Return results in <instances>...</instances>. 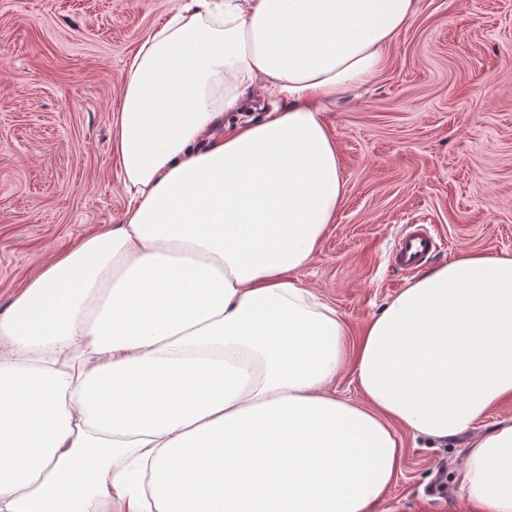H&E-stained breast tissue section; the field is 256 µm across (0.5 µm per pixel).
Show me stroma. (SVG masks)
Wrapping results in <instances>:
<instances>
[{"instance_id": "1", "label": "stroma", "mask_w": 512, "mask_h": 512, "mask_svg": "<svg viewBox=\"0 0 512 512\" xmlns=\"http://www.w3.org/2000/svg\"><path fill=\"white\" fill-rule=\"evenodd\" d=\"M178 0H0V315L42 261L125 199L110 109L139 42ZM326 121L346 192L300 280L345 321L348 344L413 280L391 263L403 225L426 224L438 267L512 257V0H418L366 86ZM512 398L443 442L402 438L374 512H475L465 462Z\"/></svg>"}]
</instances>
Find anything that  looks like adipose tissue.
<instances>
[{"label":"adipose tissue","mask_w":512,"mask_h":512,"mask_svg":"<svg viewBox=\"0 0 512 512\" xmlns=\"http://www.w3.org/2000/svg\"><path fill=\"white\" fill-rule=\"evenodd\" d=\"M418 0H179L128 61L126 209L0 315V512H372L401 432L445 441L512 397V257L422 273L355 355L299 272L345 195L324 120ZM275 102L225 130L256 89ZM352 365L364 403L330 388ZM512 512V421L466 465Z\"/></svg>","instance_id":"adipose-tissue-1"}]
</instances>
